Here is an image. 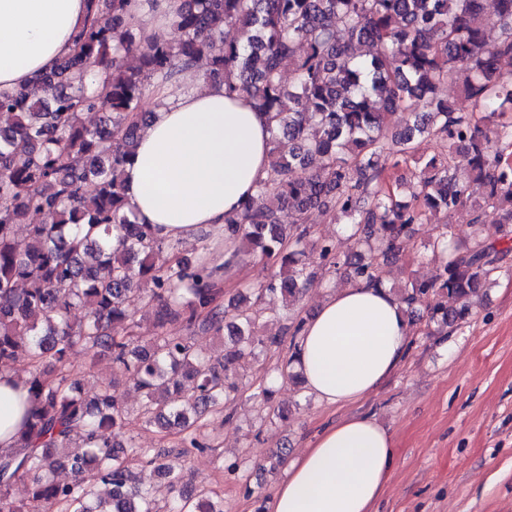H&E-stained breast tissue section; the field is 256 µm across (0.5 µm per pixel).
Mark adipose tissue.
Masks as SVG:
<instances>
[{
	"mask_svg": "<svg viewBox=\"0 0 512 512\" xmlns=\"http://www.w3.org/2000/svg\"><path fill=\"white\" fill-rule=\"evenodd\" d=\"M87 0H0V91L30 87L75 46ZM154 118L125 169L129 208L154 236L189 242L254 194L268 170L271 123L220 85L163 86ZM411 335L388 288L337 290L305 320L295 366L318 400L344 405L378 389L402 362ZM32 403L23 379L0 373V450L12 448ZM391 435L371 416L324 428L287 466L270 512H373L392 471Z\"/></svg>",
	"mask_w": 512,
	"mask_h": 512,
	"instance_id": "1",
	"label": "adipose tissue"
}]
</instances>
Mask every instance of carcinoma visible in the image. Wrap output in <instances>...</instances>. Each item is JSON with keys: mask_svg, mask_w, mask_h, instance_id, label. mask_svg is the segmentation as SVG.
Returning <instances> with one entry per match:
<instances>
[{"mask_svg": "<svg viewBox=\"0 0 512 512\" xmlns=\"http://www.w3.org/2000/svg\"><path fill=\"white\" fill-rule=\"evenodd\" d=\"M90 18L73 51L33 79L0 92V371L23 365L35 403L14 447L0 450V512H161L134 465L155 468L171 488L181 477L164 463L167 448H135L118 387L142 394L138 419L208 445L197 429L224 412L239 391L237 364L260 346L248 308L224 306L217 269L178 255L126 210L122 174L153 115L154 87L179 82L203 63L206 79L228 97H244L274 122L270 168L256 194L225 220L233 257L246 251L279 261L254 290L284 306L313 277L307 228L286 237L275 208L305 223L320 208L354 225V250L320 247L319 259L357 281L383 284L382 263L397 257L415 224L461 208L472 223L492 209L512 236V78L499 61L512 57V0H181L169 41L135 43L131 0H89ZM500 31L486 41L487 27ZM237 36L224 38V29ZM295 79L280 77L283 63ZM467 72L460 112L440 85ZM87 112L102 114L88 125ZM292 142L283 153L280 137ZM443 152L427 161L420 142ZM413 163L407 201L387 173ZM296 168L307 174L296 179ZM45 217L27 224V216ZM504 251L479 238L437 256V273L394 290L405 312L423 306L452 327L467 318L481 290L496 281ZM155 304L156 334L135 336L127 298ZM174 323L219 334L241 348L208 356ZM86 354L81 367L71 363ZM106 356L112 378L93 394L85 375ZM67 470L71 479L61 481ZM169 512H224L205 491Z\"/></svg>", "mask_w": 512, "mask_h": 512, "instance_id": "1", "label": "carcinoma"}]
</instances>
